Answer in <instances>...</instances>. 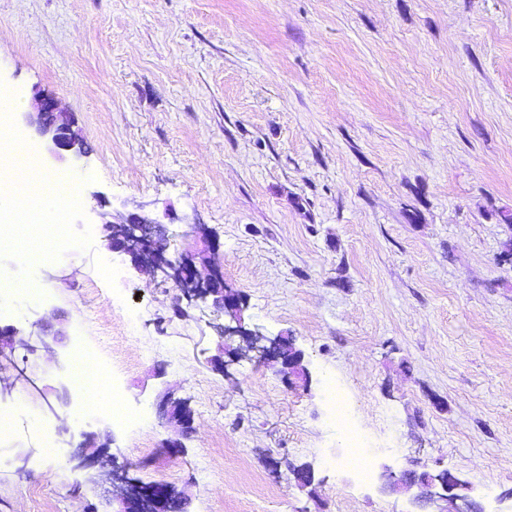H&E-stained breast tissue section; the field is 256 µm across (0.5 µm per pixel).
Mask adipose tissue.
<instances>
[{
  "label": "adipose tissue",
  "instance_id": "obj_1",
  "mask_svg": "<svg viewBox=\"0 0 512 512\" xmlns=\"http://www.w3.org/2000/svg\"><path fill=\"white\" fill-rule=\"evenodd\" d=\"M80 200L78 179L60 182L39 166L23 160L15 163L13 171L0 173V210L12 214L11 227L0 228V247L12 246L26 225L61 223L58 202L76 204Z\"/></svg>",
  "mask_w": 512,
  "mask_h": 512
}]
</instances>
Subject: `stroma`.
I'll list each match as a JSON object with an SVG mask.
<instances>
[{
	"instance_id": "obj_1",
	"label": "stroma",
	"mask_w": 512,
	"mask_h": 512,
	"mask_svg": "<svg viewBox=\"0 0 512 512\" xmlns=\"http://www.w3.org/2000/svg\"><path fill=\"white\" fill-rule=\"evenodd\" d=\"M47 93L88 151L53 160L11 117L82 201L53 261L0 251V278L41 288L0 295V327H65L0 358V512H111V483L73 461L86 433L188 512H417L384 488L414 463L512 512V0H0V95ZM132 213L162 223L171 259L216 240L244 328L293 337L308 385L237 356L210 301L173 316V284L104 241L102 219ZM86 342L141 426L77 415ZM171 393L194 414L175 458ZM348 427L369 479L334 464Z\"/></svg>"
}]
</instances>
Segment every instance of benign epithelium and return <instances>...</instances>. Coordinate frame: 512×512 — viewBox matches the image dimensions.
Segmentation results:
<instances>
[{"label": "benign epithelium", "instance_id": "1", "mask_svg": "<svg viewBox=\"0 0 512 512\" xmlns=\"http://www.w3.org/2000/svg\"><path fill=\"white\" fill-rule=\"evenodd\" d=\"M29 126L40 137L52 145L53 153L59 151L83 154L85 149L72 131L69 114L62 111L57 99L46 95L38 99L35 111L25 115ZM103 230L108 241V249L130 257L132 264L143 274L152 278L160 277L162 281L173 282L179 287L178 301L192 302L196 299H211L213 308L230 317L236 326L224 327V336L246 337L247 348L256 350L260 357L281 364L285 377L292 378L304 372L303 353L296 351L292 361H284L280 348L284 337L269 340L267 345H259L260 338L248 337V332L241 325V296L233 295L224 289L223 277L215 270L202 277L198 266L207 262L204 254H186L176 260L166 256L167 241L163 225L139 214H131L125 220L103 221ZM64 335L56 325L39 321L34 329L24 333L14 327L0 328V356L23 349L34 354L40 349H50L47 338L57 339ZM160 410L170 424L178 426L181 431L193 429V413L189 405L180 400L168 398L161 402ZM95 437L88 438L79 453L80 464L93 466L98 462L100 453ZM112 482V491L119 499V512H173V504L181 499L175 489L165 485L144 486L132 482L126 474V468L112 466L90 477L93 482L100 480ZM386 486L392 489H417V503L421 512H484L479 502L470 495V488L456 474L449 470L442 471V476H433L426 471L404 468L395 474H388Z\"/></svg>", "mask_w": 512, "mask_h": 512}]
</instances>
